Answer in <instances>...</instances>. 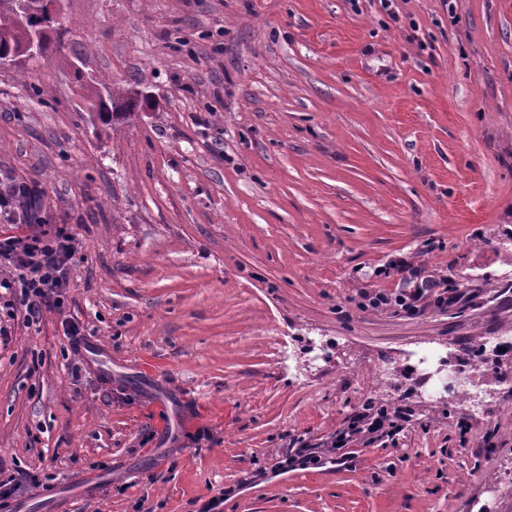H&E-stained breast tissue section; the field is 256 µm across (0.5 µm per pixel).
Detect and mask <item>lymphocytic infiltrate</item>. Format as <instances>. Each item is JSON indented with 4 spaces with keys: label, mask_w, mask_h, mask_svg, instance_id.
<instances>
[{
    "label": "lymphocytic infiltrate",
    "mask_w": 512,
    "mask_h": 512,
    "mask_svg": "<svg viewBox=\"0 0 512 512\" xmlns=\"http://www.w3.org/2000/svg\"><path fill=\"white\" fill-rule=\"evenodd\" d=\"M29 191L15 182L0 188V221L27 228L23 235L0 236V262L12 269L11 276L0 278V309L10 314L24 307L28 321L35 322L44 309L63 306L73 238L64 230H43L40 218L19 203Z\"/></svg>",
    "instance_id": "1"
}]
</instances>
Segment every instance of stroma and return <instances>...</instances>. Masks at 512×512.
<instances>
[{"instance_id": "stroma-1", "label": "stroma", "mask_w": 512, "mask_h": 512, "mask_svg": "<svg viewBox=\"0 0 512 512\" xmlns=\"http://www.w3.org/2000/svg\"><path fill=\"white\" fill-rule=\"evenodd\" d=\"M64 12L66 54L149 103L103 126L65 61L0 65V180L76 246L62 309L0 312V481L39 480L11 512L91 477L54 512H512L498 379L470 400L405 374L512 336V0ZM418 276L419 313L370 306ZM365 405L411 420L304 460ZM79 350L87 359L95 362L106 373L112 374V359L108 357L100 343L86 340L79 344Z\"/></svg>"}]
</instances>
